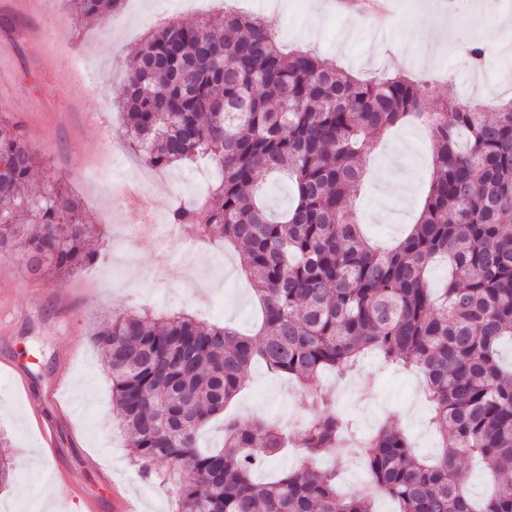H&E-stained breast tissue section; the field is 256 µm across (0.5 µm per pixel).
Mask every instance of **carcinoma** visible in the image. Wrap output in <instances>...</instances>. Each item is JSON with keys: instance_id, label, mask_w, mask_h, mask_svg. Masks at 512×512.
Returning <instances> with one entry per match:
<instances>
[{"instance_id": "obj_1", "label": "carcinoma", "mask_w": 512, "mask_h": 512, "mask_svg": "<svg viewBox=\"0 0 512 512\" xmlns=\"http://www.w3.org/2000/svg\"><path fill=\"white\" fill-rule=\"evenodd\" d=\"M70 2L78 16L104 20L121 0ZM216 27L170 20L147 36L129 66L121 135L155 170L201 159L218 167L202 204L175 202L168 222L239 251L261 322L250 336L188 314L115 311L94 329L135 464L172 493L173 512H376L370 497L338 492L355 454L396 512H512V366L500 359L512 342V100L492 120L467 104L430 110L423 80L364 81L309 51L284 53L263 19L231 7ZM405 123L431 129L432 174L415 223L382 252L351 201L367 157ZM40 166L20 125L0 118V255L19 253L40 275L69 274L92 261L95 226L61 183L32 190ZM269 176L290 190L280 211L259 195ZM439 258L448 279L437 292L428 273ZM369 353L423 374L442 439L434 460L389 425L358 436L317 387L324 372L352 373ZM259 362L302 385L308 417L296 432L227 414ZM221 417L222 448H200V431ZM288 446L305 464L256 480L255 468ZM462 454L493 480L480 499ZM319 458L329 464L313 466Z\"/></svg>"}]
</instances>
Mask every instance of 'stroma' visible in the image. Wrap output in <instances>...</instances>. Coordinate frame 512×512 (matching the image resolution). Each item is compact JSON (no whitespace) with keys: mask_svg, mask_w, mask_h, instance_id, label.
I'll return each instance as SVG.
<instances>
[{"mask_svg":"<svg viewBox=\"0 0 512 512\" xmlns=\"http://www.w3.org/2000/svg\"><path fill=\"white\" fill-rule=\"evenodd\" d=\"M316 0H280L275 10L265 0H236L245 12H262L284 50L314 49L337 67L372 79L388 72L403 57L408 37L417 34L425 15L451 19L462 36L480 38L491 54L487 72L496 79L485 87L461 51L447 46L426 66L407 65L408 74L431 80L439 100L465 97L502 101L512 95V45L495 36L502 16H512V0H393L386 29H373L370 16L325 12L320 28L308 34ZM217 0H126L115 22L78 19L70 0H0V115L22 124L28 145L43 159L37 186L60 180L79 194L89 220L97 227L93 263L69 275L32 276L21 255L0 256V316L7 336H0V431L23 461L11 482L0 486V512H82L80 503L56 498L46 472L48 460L39 431L30 426L31 408L58 423V451L68 468L83 476V493L95 498L99 512H113L120 499L133 500L137 512H172L173 500L158 484L144 480L133 465L112 405V386L102 354L89 342L91 329L113 310L156 315L187 312L210 322L228 323L240 332H256L258 304L237 268L233 249L213 244L197 249L194 226L172 231L167 250L181 275L157 276V259L148 250L134 251L135 272L114 274V234L138 224L137 213L121 209L108 182L93 183L89 173L108 168L113 149L124 147L120 135L126 73L133 50L158 24V16L192 22L222 14ZM97 110L102 123L87 114ZM428 134L398 126L371 155L363 189L351 212L364 235L386 248L399 240L419 212L430 178ZM399 168L412 187L409 205L384 202L378 177ZM70 359V382L60 404L41 402L63 359ZM27 377L35 393L26 396L14 384ZM412 373H385L375 356L363 361L359 378L326 375L323 389L360 428L376 431L389 424L407 431L418 456L437 454L441 440L429 424L424 401L414 399ZM233 413L242 423L272 416L280 423L306 416L288 378L255 367ZM97 457L102 473L87 469L86 456Z\"/></svg>","mask_w":512,"mask_h":512,"instance_id":"35a3bbf8","label":"stroma"}]
</instances>
